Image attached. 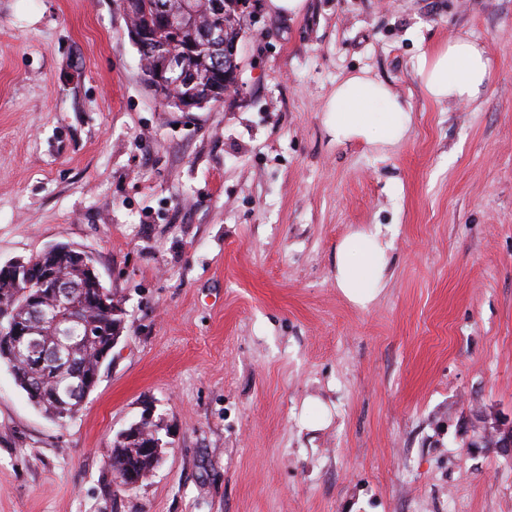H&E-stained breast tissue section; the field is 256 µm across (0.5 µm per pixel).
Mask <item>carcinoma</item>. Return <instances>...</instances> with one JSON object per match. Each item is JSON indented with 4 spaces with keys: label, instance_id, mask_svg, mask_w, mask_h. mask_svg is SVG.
<instances>
[{
    "label": "carcinoma",
    "instance_id": "cac0c4a2",
    "mask_svg": "<svg viewBox=\"0 0 512 512\" xmlns=\"http://www.w3.org/2000/svg\"><path fill=\"white\" fill-rule=\"evenodd\" d=\"M224 6L225 17L220 23L223 40L238 41L242 38L246 18L238 14L236 0H225ZM140 18L142 26L151 35L150 49L167 43L170 33L156 16L153 0H143ZM184 64L200 77L212 78L211 56L207 51L193 52L185 58ZM32 260L31 268L21 274L0 269V295L8 298L6 306L10 308L6 324L21 331L41 327L42 340L59 345V363L41 365L30 359L28 353L20 351L10 355L3 350L5 337L0 335V364L11 371L17 386L34 406L54 420L65 421L74 418L82 408L78 402L66 401L70 366L81 365L89 390H94L101 367L112 354L115 334L124 331L125 322L107 311L106 303L112 302V292L98 288V275L76 266L65 256L56 255L48 262L37 254ZM42 266L56 270L76 284L77 296L83 298L82 311L72 322L67 336L59 335L49 325L40 324L31 315L32 305L47 298L39 276ZM155 432H160V425L142 415L119 432L110 447L104 449L102 482L107 494L132 490L123 479L125 475H135L144 481L152 473V462L142 449L147 447V437Z\"/></svg>",
    "mask_w": 512,
    "mask_h": 512
}]
</instances>
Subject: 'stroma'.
<instances>
[{
	"label": "stroma",
	"mask_w": 512,
	"mask_h": 512,
	"mask_svg": "<svg viewBox=\"0 0 512 512\" xmlns=\"http://www.w3.org/2000/svg\"><path fill=\"white\" fill-rule=\"evenodd\" d=\"M239 88L191 112L145 86L121 0H0V264L88 251L125 309L81 412L0 365V512H512V0H254ZM467 33L493 80L426 98L422 53ZM411 105L385 152L323 108L360 70ZM380 225L388 279L337 288ZM152 407L167 453L105 496L103 450ZM392 242L379 225L359 228L336 247V286L354 304L370 303L385 285ZM478 442L488 448H496L500 453L512 456V425L503 428V424L484 427Z\"/></svg>",
	"instance_id": "obj_1"
}]
</instances>
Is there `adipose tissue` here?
I'll list each match as a JSON object with an SVG mask.
<instances>
[{
	"label": "adipose tissue",
	"instance_id": "obj_1",
	"mask_svg": "<svg viewBox=\"0 0 512 512\" xmlns=\"http://www.w3.org/2000/svg\"><path fill=\"white\" fill-rule=\"evenodd\" d=\"M417 75L433 101H472L489 86L493 70L484 47L463 36L422 54ZM323 124L336 143L361 142L383 150L404 140L411 114L397 92L363 70L337 84L326 102ZM391 246L377 225L356 229L338 244L336 285L352 303L366 306L384 287Z\"/></svg>",
	"mask_w": 512,
	"mask_h": 512
}]
</instances>
